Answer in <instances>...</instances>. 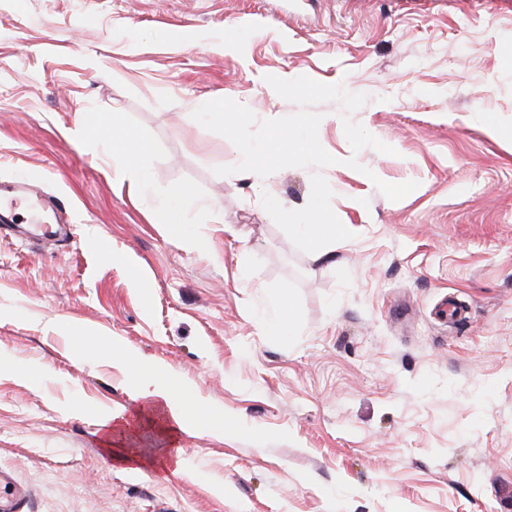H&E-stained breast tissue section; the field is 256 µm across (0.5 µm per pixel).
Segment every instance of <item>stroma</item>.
I'll use <instances>...</instances> for the list:
<instances>
[{
	"label": "stroma",
	"mask_w": 512,
	"mask_h": 512,
	"mask_svg": "<svg viewBox=\"0 0 512 512\" xmlns=\"http://www.w3.org/2000/svg\"><path fill=\"white\" fill-rule=\"evenodd\" d=\"M271 76L368 95L352 118L394 149L352 153L340 104L314 105L353 234L320 263L257 194L302 208L311 169L216 175L234 146L192 117L218 98L295 113ZM113 114L148 149L138 195L113 176ZM495 121L512 125V8L482 0H0V191L36 182L68 229L0 232V470L26 512H497L512 139ZM380 180L418 187L393 202ZM182 184L199 251L160 208ZM448 295L466 319L442 317ZM109 341L195 383L236 430L205 420L176 450L111 458L101 419L136 403Z\"/></svg>",
	"instance_id": "1"
}]
</instances>
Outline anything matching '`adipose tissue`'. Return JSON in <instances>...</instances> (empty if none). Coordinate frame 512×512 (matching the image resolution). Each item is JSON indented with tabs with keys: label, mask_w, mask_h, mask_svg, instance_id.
Here are the masks:
<instances>
[{
	"label": "adipose tissue",
	"mask_w": 512,
	"mask_h": 512,
	"mask_svg": "<svg viewBox=\"0 0 512 512\" xmlns=\"http://www.w3.org/2000/svg\"><path fill=\"white\" fill-rule=\"evenodd\" d=\"M112 149L116 154L115 175L122 180L138 177L145 146L129 138L121 124L112 126ZM128 368L129 389L139 401V415L152 425L163 439L197 426L203 417L221 420L220 407L201 403L194 384L171 375L162 364L143 357L130 348L118 352Z\"/></svg>",
	"instance_id": "1"
}]
</instances>
